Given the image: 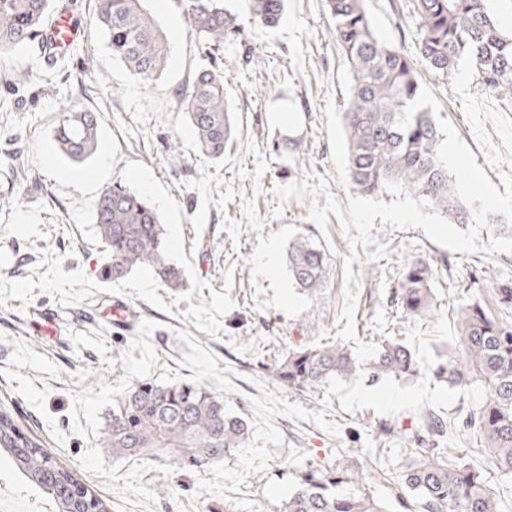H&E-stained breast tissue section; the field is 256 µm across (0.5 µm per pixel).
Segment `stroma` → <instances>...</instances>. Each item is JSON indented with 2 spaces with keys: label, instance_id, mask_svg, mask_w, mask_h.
<instances>
[{
  "label": "stroma",
  "instance_id": "stroma-1",
  "mask_svg": "<svg viewBox=\"0 0 512 512\" xmlns=\"http://www.w3.org/2000/svg\"><path fill=\"white\" fill-rule=\"evenodd\" d=\"M84 39L50 70L25 53L0 63V404L12 405L43 448L72 470L109 512H280L301 474L344 476L348 491L390 498L367 463L389 473L410 460L408 437L421 414L383 416L324 403V390L277 382L273 367L289 351L333 343L345 302L349 245L337 218L320 232L309 204L291 200L281 217L272 189L323 175L339 202L346 177L342 114L351 75L336 45L325 0H286L278 27L254 22L245 0H224L241 34L205 57L174 0H148L169 46L165 74L142 85L113 57L90 23L94 0H70ZM410 0H366L376 34L413 53L418 40ZM257 56L247 64V56ZM226 78L234 135L222 161L202 156L177 92L205 64ZM440 115L467 144L492 183L512 174V98L481 89L469 62L454 78L422 71ZM99 116V147L75 163L53 135L63 113ZM288 113L281 124L278 116ZM178 152H170V142ZM119 182L157 208L171 261L183 284L162 285L146 269L119 282L101 278L106 260L93 221L100 189ZM387 258L360 251L352 265L358 338L403 340L413 319L394 300L404 264L437 260L434 314L452 319L468 299L492 302L512 286V253L453 252L423 230L376 227ZM324 249L327 281L315 297L293 283L287 253L295 237ZM134 312L133 329L115 326L111 308ZM58 314L60 331L34 328L38 313ZM191 380L223 396L250 428L246 447L204 469L173 461L115 457L99 448L114 399L136 379ZM398 432L381 437L379 423ZM169 487L158 495V487Z\"/></svg>",
  "mask_w": 512,
  "mask_h": 512
}]
</instances>
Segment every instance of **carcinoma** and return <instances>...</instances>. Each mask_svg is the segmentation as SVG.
Instances as JSON below:
<instances>
[{
    "label": "carcinoma",
    "instance_id": "1",
    "mask_svg": "<svg viewBox=\"0 0 512 512\" xmlns=\"http://www.w3.org/2000/svg\"><path fill=\"white\" fill-rule=\"evenodd\" d=\"M187 19L191 36L206 49L219 50L239 36L237 17L224 0H175ZM252 19L276 27L285 6L274 12L268 0H245ZM418 41L407 54L380 39L366 0H325L336 42L351 73L350 102L343 113L347 140L346 172L352 189L366 195L386 193L388 180H399L411 194L427 199L454 224H465L470 209L452 193L454 180L436 161L443 141L434 113L422 108L404 130L396 121L421 91L419 67L451 78L466 58L481 87L494 94H512V33L496 23L491 0H413ZM54 0H0V58L28 47L39 38ZM92 25L107 39L112 55L147 84L168 67L165 38L147 8V0H96ZM179 105L187 114L201 155L224 158L232 137L224 98V74L210 65L181 89ZM54 140L74 162L92 156L99 146V121L94 112L64 114ZM94 224L109 261L102 275L114 282L135 268L151 270L168 288L183 283L182 270L168 257L162 222L146 195L114 183L103 187L92 204ZM288 270L297 287L321 294L326 283L324 253L308 241L289 244ZM434 268L426 260L403 266L396 302L403 313L422 317L433 305ZM499 316L478 300L456 313L458 345L440 353L430 374L452 387L479 385L482 403L466 412L462 424L432 413L411 440L412 459L391 483L404 503L410 493L423 512H500L499 494L478 464L459 461L448 437L463 429L481 443L479 452L502 475H512V286L497 289ZM356 364L349 351L319 345L292 351L276 364L275 380L297 389H313L331 377L348 376ZM365 370L371 382L418 373L410 348L387 342ZM248 422L228 411L224 398L200 382L159 384L141 380L115 400L98 447L116 457L170 458L188 467L206 468L224 460L249 439ZM57 504L71 509L108 512L107 503L75 479L40 447L8 408H0V454ZM342 480L319 472L303 475L281 512H391L389 503L365 493L339 488Z\"/></svg>",
    "mask_w": 512,
    "mask_h": 512
}]
</instances>
